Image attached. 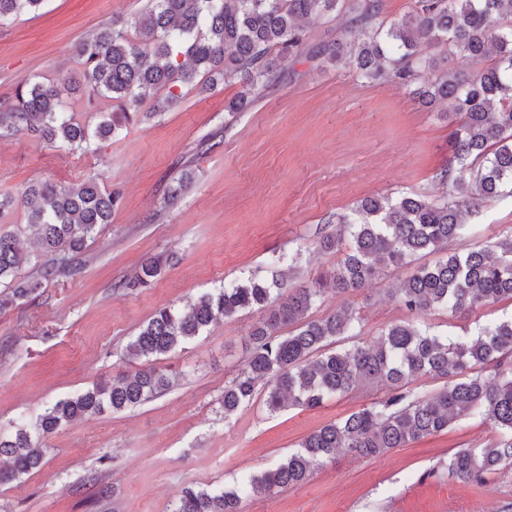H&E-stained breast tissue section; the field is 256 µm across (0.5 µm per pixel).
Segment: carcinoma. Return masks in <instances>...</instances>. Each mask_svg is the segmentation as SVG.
Here are the masks:
<instances>
[{"label":"carcinoma","instance_id":"obj_1","mask_svg":"<svg viewBox=\"0 0 512 512\" xmlns=\"http://www.w3.org/2000/svg\"><path fill=\"white\" fill-rule=\"evenodd\" d=\"M44 0H0V23L38 9ZM382 0H148L133 20H112L75 55L89 95L116 104L94 129L74 119L57 86L38 79L17 86L0 104V135L29 132L71 150L112 137L140 116H157L177 102L175 89L202 80L239 90L228 112H245L280 80L279 57L305 50L301 21L339 18L355 30L351 40L317 47L312 59L345 58L370 82L393 81L424 105L445 102L458 117L451 135L453 168L440 173L446 187L427 198L414 194L367 197L337 218L336 231L320 248L339 254L326 276L293 286L280 274L251 275L200 295L183 308L161 307L126 346L130 356L158 359L184 346L221 318L242 311L261 314L253 325L242 369L224 386V416L253 401L263 385L270 413L285 407L313 409L324 400L362 386L384 390L383 398L310 433L288 458L238 485L222 490L186 487L171 512H240L245 497L306 481L340 450L382 456L410 442L479 416L493 423L499 439L484 448H462L448 462V476L465 485L512 465V319L483 326L473 336L435 334L424 322L403 321L363 336L362 318L348 302L321 316L313 310L325 290L359 292L385 269L407 267V277L389 294L423 318L439 309L468 312L512 302V235L471 248H449L468 230L460 199L489 200L512 184V0H416L401 23L383 28ZM448 47L469 61L492 58L484 70H448L423 83L434 59L425 48ZM27 224L39 250L24 254L16 235L0 231V285L9 289L0 310L30 297L42 281L68 267L97 228L112 222L118 195L91 179L76 187L34 182L25 190ZM437 254L433 263L423 255ZM29 265L38 276L22 277ZM420 377L446 380L431 395L412 384ZM172 378L147 365L121 373L46 406L33 425L0 431V485L31 473L41 463V441L77 418L121 411L165 393Z\"/></svg>","mask_w":512,"mask_h":512}]
</instances>
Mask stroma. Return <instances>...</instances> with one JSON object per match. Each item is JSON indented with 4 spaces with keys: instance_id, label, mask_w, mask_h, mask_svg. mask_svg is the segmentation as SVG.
I'll return each mask as SVG.
<instances>
[{
    "instance_id": "obj_1",
    "label": "stroma",
    "mask_w": 512,
    "mask_h": 512,
    "mask_svg": "<svg viewBox=\"0 0 512 512\" xmlns=\"http://www.w3.org/2000/svg\"><path fill=\"white\" fill-rule=\"evenodd\" d=\"M146 3L44 0L38 14L0 25V102L41 76L59 81L77 120L96 123L106 101L90 104L69 91L81 79L74 48L104 22L133 18ZM278 66L281 83L232 116L224 107L236 85L204 93L186 86L170 111L86 153L34 135L0 137V194L17 199L4 228L17 234L22 250L36 248L21 199L28 183L91 177L121 193L111 223L75 259L77 274L59 273L27 303L0 312V430L142 367L125 348L161 307L182 306L253 274L286 272L284 256L297 258L298 284L331 270L337 256L321 251L317 238L359 200L441 194L437 176L454 157L447 104L421 107L403 87L360 79L343 60L317 66L285 57ZM186 166L191 184L168 203ZM470 223L468 245L512 233V192L485 201ZM151 257L160 258L161 272L148 287L118 289ZM405 276L396 268L350 294L366 337L411 320L386 294ZM511 317L512 303L504 301L468 316L438 310L427 321L460 336ZM258 319L253 313L220 320L158 359V368L177 377L162 396L63 425L46 440L38 469L0 485V512H171L183 488L234 486L283 461L311 432L381 398V390L360 387L314 409L272 414L258 395L225 416L224 386L241 368ZM498 436L472 416L379 457L341 452L304 484L243 499L241 512H512V467L475 486L448 475L455 451ZM102 486L107 495H99Z\"/></svg>"
}]
</instances>
